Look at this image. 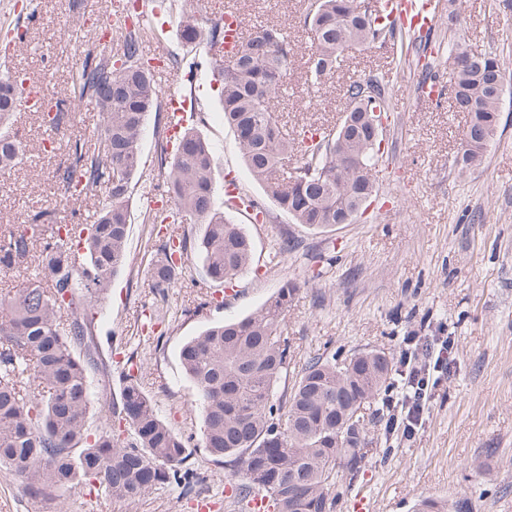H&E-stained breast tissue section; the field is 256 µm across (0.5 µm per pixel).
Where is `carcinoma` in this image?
<instances>
[{
    "mask_svg": "<svg viewBox=\"0 0 512 512\" xmlns=\"http://www.w3.org/2000/svg\"><path fill=\"white\" fill-rule=\"evenodd\" d=\"M180 12L185 42L222 53L217 79L224 123L253 180L297 224L324 230L350 223L351 213L368 207L378 192L373 170L382 130L364 114L388 112L391 74L400 63L388 60L348 81L341 123L322 129L317 139L297 141L270 107L288 84L295 53L283 30L257 27L226 55L222 18L204 30L191 22L187 3H180ZM303 26L312 34L307 80L313 85L334 75L349 49L404 41L402 28L379 22L372 0H309ZM448 31V97L470 116L456 157L466 171L481 163L495 134L507 67L494 52L467 49L458 29ZM149 38L159 41L162 34L145 24L121 28L116 53L122 66L89 50L72 77L73 99L98 109L102 125L93 138L70 145L58 179L68 197L92 202L91 223L63 224L55 210L38 207L26 223L0 226V272L20 280L0 291V467L34 502L76 485L97 496L136 499L175 481L189 495L199 480L189 463L190 439L161 418L131 362L105 426L88 432L98 362L87 307L128 264L144 123L163 108L154 68L143 56ZM23 92V78L0 65L1 172L25 158L26 137L10 127ZM55 106L53 117L37 118L57 131L69 112L63 100ZM167 142L158 134L156 179L170 207L140 213L155 251L147 286L162 302L186 276L182 225H205L199 257L212 282L236 286L252 269L253 255L241 225L215 207L216 162L195 124L183 129L175 152ZM298 146L299 165L280 174ZM341 156L351 165L338 171ZM32 267L45 279L27 278ZM298 290L284 282L256 312L188 340L179 358L197 388L203 448L242 475L234 502L261 495L268 512H335L332 489L341 479H356L366 461L351 420L361 402L389 386L394 362L382 350L313 357L293 386H280L292 359L285 317Z\"/></svg>",
    "mask_w": 512,
    "mask_h": 512,
    "instance_id": "1",
    "label": "carcinoma"
}]
</instances>
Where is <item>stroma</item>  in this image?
Returning a JSON list of instances; mask_svg holds the SVG:
<instances>
[{"label": "stroma", "mask_w": 512, "mask_h": 512, "mask_svg": "<svg viewBox=\"0 0 512 512\" xmlns=\"http://www.w3.org/2000/svg\"><path fill=\"white\" fill-rule=\"evenodd\" d=\"M73 1L34 0L36 14L27 27L36 48H16L9 60L13 70L42 81L48 95L62 99L70 95L71 76L86 50L97 47L99 25L126 2L77 0L81 6L76 9ZM234 6L248 26L282 27L295 45L288 85L271 102L290 137L312 124L337 123L347 106L344 83L385 57L376 48H359L334 76L311 85L306 80L311 37L299 23L307 0H234ZM153 7L150 24L163 39L146 43L145 52L195 63L191 70L158 75L159 86L179 94L191 90L206 110L198 130L212 147L217 177H236L246 193L263 199L224 123L221 86L205 44L183 42L179 12L165 0H155ZM452 14L473 50L493 51L512 63V6L505 0H442L427 44L431 56H424V44L414 42L403 72L391 83L384 153L376 167L379 197L352 223L319 231L292 223L274 207L264 224L234 214L253 241L254 271L228 291L216 284L180 289L179 300L210 295L215 304L192 318L173 309L145 327L141 313L154 297L142 283L153 252L143 224L132 221L130 268L113 277L89 311L102 359L93 384L100 403H111L119 396L121 380L113 353L133 357L159 414L191 439V461L202 476L193 497H183L180 487L170 483L141 498L97 502L73 488L40 504L25 497L15 478L0 468V512H198L202 497L209 499L210 512H245L233 502L238 474L202 446L194 411L197 392L183 372L179 351L207 325L255 312L287 280L299 287L287 315L295 349L289 376H296L312 356L343 358L380 349L398 362L405 337L450 340L448 372L413 438L386 428L390 413L384 401L399 397L400 375H393L379 399L363 407L368 458L355 480L338 484L336 512H353L359 494L372 512H415L429 497L451 507L464 504L465 512H512V85L505 88L496 134L481 165L459 171L455 155L467 114L455 111L445 97L431 105L417 99L424 61L440 74L448 72ZM165 121V115L155 113L146 120L133 212L151 201L154 130ZM15 123L25 130L28 154L24 164L0 173V225L24 223L30 210L41 205L55 209L62 223H83L91 206L65 198L57 180L67 149L43 155L45 126L26 113L16 115ZM287 236L299 246L278 256Z\"/></svg>", "instance_id": "stroma-1"}]
</instances>
